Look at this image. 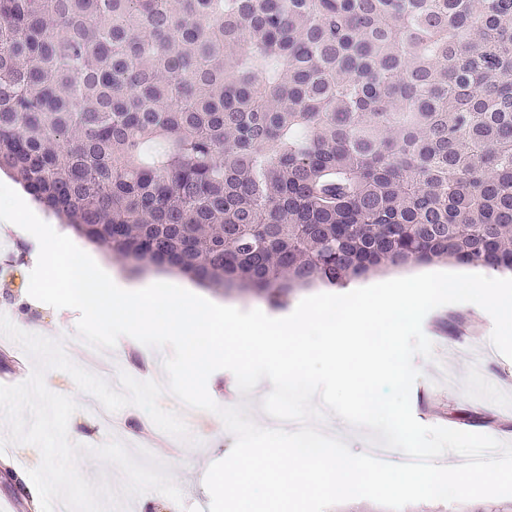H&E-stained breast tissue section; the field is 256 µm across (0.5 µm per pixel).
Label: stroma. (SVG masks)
Segmentation results:
<instances>
[{"mask_svg": "<svg viewBox=\"0 0 512 512\" xmlns=\"http://www.w3.org/2000/svg\"><path fill=\"white\" fill-rule=\"evenodd\" d=\"M32 269L27 243L11 229H0V313L12 322H24L27 332L66 339L72 330L58 309L25 300ZM422 328L434 344V358L415 360L422 372L410 395L415 418L425 425L486 434L512 443V359L494 350L489 317L470 305L447 306L428 314ZM49 388L73 397L79 405L68 425L73 443L98 447L111 439V430L87 413L88 396L77 389L67 373L54 371ZM122 413L132 424L122 435V443L133 452L151 451L168 467L188 512H209L208 499L194 492L195 475L204 457L227 456L234 443L217 415L198 412L190 430L194 444L178 440L174 445L157 448L152 443L154 431L143 421L144 411L128 406ZM39 463L37 448L10 445L0 464V502L11 500L17 505L16 512H33L30 496L19 487L16 474Z\"/></svg>", "mask_w": 512, "mask_h": 512, "instance_id": "35a3bbf8", "label": "stroma"}]
</instances>
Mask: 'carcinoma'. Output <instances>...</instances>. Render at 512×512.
Masks as SVG:
<instances>
[{"mask_svg":"<svg viewBox=\"0 0 512 512\" xmlns=\"http://www.w3.org/2000/svg\"><path fill=\"white\" fill-rule=\"evenodd\" d=\"M0 170L133 272L275 305L512 273V0H0ZM448 269H456L457 271L465 272V273H478L489 277L494 278H512V275L510 274H500L497 272L490 271L488 269L484 268H476L472 266H465V265H457L456 263L448 262V263H434V264H427V265H415V266H409L405 268L395 269L388 272L383 273H375L370 276H368L365 279L361 280H353L349 285L348 288H344L341 290H344L346 293L354 290L353 285L361 284L362 282L366 280H377V279H384V278H390V277H396V276H404V275H411V274H418L425 271H444L448 272Z\"/></svg>","mask_w":512,"mask_h":512,"instance_id":"obj_1","label":"carcinoma"}]
</instances>
